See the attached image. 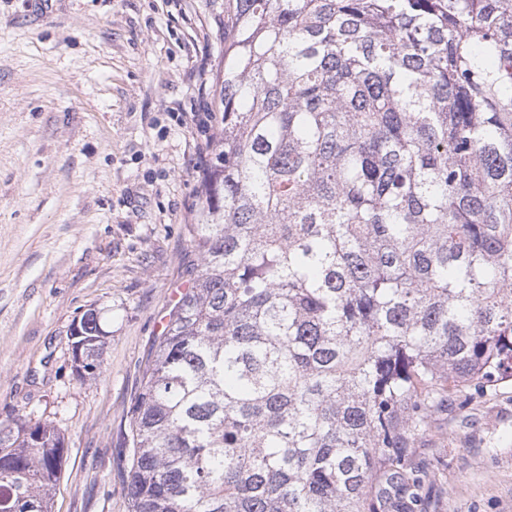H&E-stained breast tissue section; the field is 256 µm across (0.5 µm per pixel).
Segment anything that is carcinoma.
Here are the masks:
<instances>
[{
	"mask_svg": "<svg viewBox=\"0 0 512 512\" xmlns=\"http://www.w3.org/2000/svg\"><path fill=\"white\" fill-rule=\"evenodd\" d=\"M201 259L131 408V512H383L437 402L512 383V0H232ZM84 382L106 332L83 314ZM65 440L0 427V512Z\"/></svg>",
	"mask_w": 512,
	"mask_h": 512,
	"instance_id": "obj_1",
	"label": "carcinoma"
}]
</instances>
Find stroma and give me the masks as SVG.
Listing matches in <instances>:
<instances>
[{
  "label": "stroma",
  "instance_id": "1",
  "mask_svg": "<svg viewBox=\"0 0 512 512\" xmlns=\"http://www.w3.org/2000/svg\"><path fill=\"white\" fill-rule=\"evenodd\" d=\"M224 0H0V426L49 423L52 512H130L129 410L188 270ZM96 310L101 375L72 325ZM388 512H512V384L439 401ZM70 336H74L72 346L76 343L80 345L81 364L74 366L76 378L81 382L96 379L101 374L102 356L107 343L105 341L107 334L100 326L96 311L89 310L84 313L78 322V327H75V323L73 324ZM79 336L81 337L78 338Z\"/></svg>",
  "mask_w": 512,
  "mask_h": 512
}]
</instances>
